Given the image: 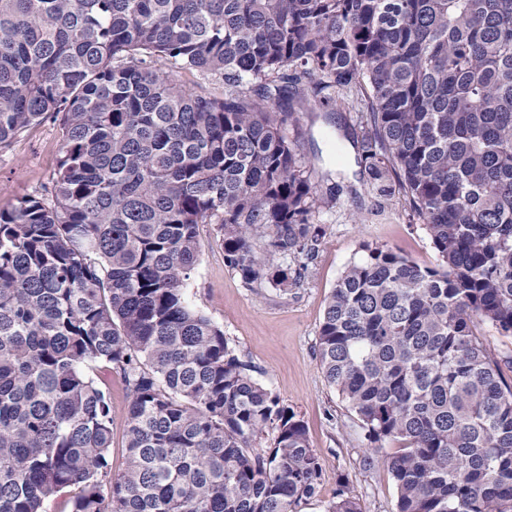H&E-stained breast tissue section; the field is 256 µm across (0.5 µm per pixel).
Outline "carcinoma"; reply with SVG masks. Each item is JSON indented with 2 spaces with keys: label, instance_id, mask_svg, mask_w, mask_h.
Returning a JSON list of instances; mask_svg holds the SVG:
<instances>
[{
  "label": "carcinoma",
  "instance_id": "1",
  "mask_svg": "<svg viewBox=\"0 0 512 512\" xmlns=\"http://www.w3.org/2000/svg\"><path fill=\"white\" fill-rule=\"evenodd\" d=\"M221 82L199 94L168 70ZM370 90L358 151L440 263L363 246L317 354L396 512H512V0H0V147L61 116L51 188L0 207V512H298L321 463L185 283L199 225L251 286L301 278L314 187L288 100ZM394 172L396 181L388 174ZM130 397L111 474L112 397ZM276 431L264 455L251 446ZM325 512H362L340 491ZM475 333L501 360L504 376L508 381H512V336H502L494 327L486 323L477 324ZM97 375L102 383L112 393V450L111 463L112 474H117L125 468V441H126V411L129 404V396L125 388L122 375L118 370L112 373L105 369H99Z\"/></svg>",
  "mask_w": 512,
  "mask_h": 512
}]
</instances>
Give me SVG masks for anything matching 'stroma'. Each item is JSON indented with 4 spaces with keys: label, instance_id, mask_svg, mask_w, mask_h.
Listing matches in <instances>:
<instances>
[{
    "label": "stroma",
    "instance_id": "stroma-1",
    "mask_svg": "<svg viewBox=\"0 0 512 512\" xmlns=\"http://www.w3.org/2000/svg\"><path fill=\"white\" fill-rule=\"evenodd\" d=\"M367 103L348 93L335 112H301L286 128L307 167L323 229L313 259H291L304 268L288 291L266 285L248 288L224 264L217 225L199 227L200 260L186 288L192 304L220 326L235 354L252 367L254 379L303 420L310 445L320 457L316 495L300 512H324L339 491L357 499L363 512H396L397 489L386 465L365 468L370 452L357 415L325 380L316 341L327 299L345 267L363 254V244L387 245L422 266L437 254L420 220L402 196L373 191L351 144L366 128ZM60 148L59 123L47 118L10 145L0 148V205L45 194ZM112 393L113 472L125 467L129 396L119 371L99 369Z\"/></svg>",
    "mask_w": 512,
    "mask_h": 512
}]
</instances>
